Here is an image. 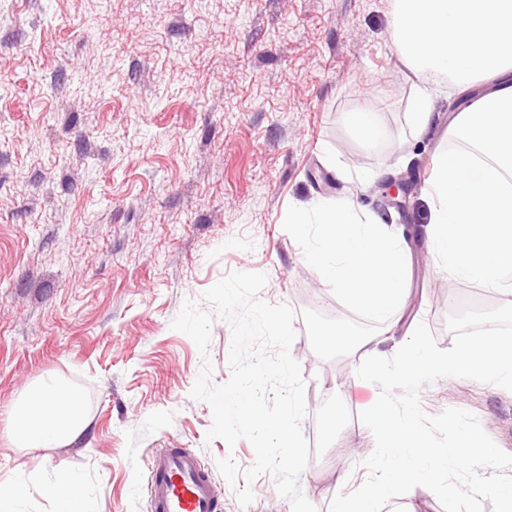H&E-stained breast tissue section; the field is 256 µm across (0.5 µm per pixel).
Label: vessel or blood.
<instances>
[{
	"instance_id": "1",
	"label": "vessel or blood",
	"mask_w": 512,
	"mask_h": 512,
	"mask_svg": "<svg viewBox=\"0 0 512 512\" xmlns=\"http://www.w3.org/2000/svg\"><path fill=\"white\" fill-rule=\"evenodd\" d=\"M147 487L150 512H220L210 472L186 449L168 448L153 456Z\"/></svg>"
}]
</instances>
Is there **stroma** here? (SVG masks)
<instances>
[{
	"mask_svg": "<svg viewBox=\"0 0 512 512\" xmlns=\"http://www.w3.org/2000/svg\"><path fill=\"white\" fill-rule=\"evenodd\" d=\"M393 11V0H0V482L63 469L86 512H148L153 454L189 448L214 470L221 512H292L269 473L239 504L217 462L248 469L254 449L208 439L212 409L190 395L204 362L212 384L230 378L229 325L214 320L204 353L171 327L186 301L210 310L204 292L230 273L259 272L260 300L296 313L311 453L300 489L329 512L364 483L375 441L358 415L379 389L356 375L362 351L313 352L302 311L352 313L284 230L288 208L349 198L400 229L407 305L380 356L421 323L450 348L449 316L500 304L437 265L425 234L448 123L493 84L449 87L416 136L417 77L394 50ZM357 110L378 113V145L353 133ZM400 175L413 189L396 208L382 183ZM48 375L81 393L90 425L63 448L13 447L6 412ZM420 404L474 413L512 454V392L445 377Z\"/></svg>",
	"mask_w": 512,
	"mask_h": 512,
	"instance_id": "1",
	"label": "stroma"
}]
</instances>
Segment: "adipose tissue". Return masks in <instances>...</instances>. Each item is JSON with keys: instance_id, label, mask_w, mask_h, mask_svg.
Instances as JSON below:
<instances>
[{"instance_id": "adipose-tissue-1", "label": "adipose tissue", "mask_w": 512, "mask_h": 512, "mask_svg": "<svg viewBox=\"0 0 512 512\" xmlns=\"http://www.w3.org/2000/svg\"><path fill=\"white\" fill-rule=\"evenodd\" d=\"M9 421L12 445L33 451L68 446L89 426L81 394L58 378L29 385L22 398L11 405ZM11 483L21 494L0 495V512H12L18 500L30 498L39 488L52 496L56 512H82L81 482L74 474L58 473L40 486L19 476Z\"/></svg>"}]
</instances>
